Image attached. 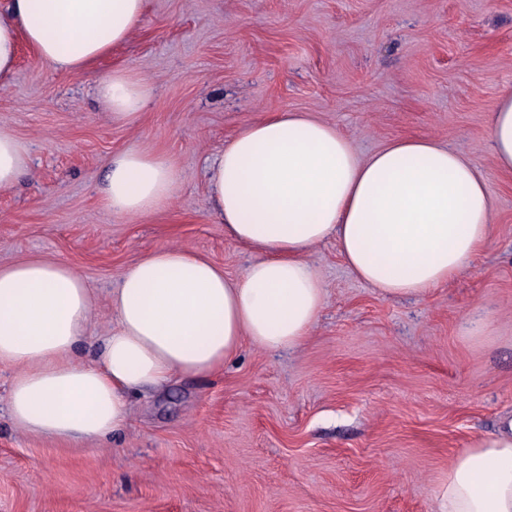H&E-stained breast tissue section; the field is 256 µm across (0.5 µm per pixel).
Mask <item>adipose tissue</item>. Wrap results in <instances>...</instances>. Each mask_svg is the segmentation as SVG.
<instances>
[{"mask_svg": "<svg viewBox=\"0 0 512 512\" xmlns=\"http://www.w3.org/2000/svg\"><path fill=\"white\" fill-rule=\"evenodd\" d=\"M144 0H7L0 8V80L20 42L55 70L107 56L140 23ZM111 119H138L148 90L133 71L98 84ZM497 168L512 173V91L490 115ZM27 165L23 143L0 128V188ZM167 159L130 150L111 159L105 206L137 216L176 190ZM215 212L251 249L243 273L187 249L162 246L127 267L109 295L116 319L95 363L75 357L89 335L91 291L67 263L29 258L0 266V367L12 370L7 405L25 433L99 442L125 427L131 401L178 377L234 360L244 344L293 350L326 302L308 262L335 240L357 279L381 295L421 299L486 248L495 200L478 165L431 137L402 139L359 157L336 126L304 112L246 124L209 170ZM438 512H512V416L458 454L438 492Z\"/></svg>", "mask_w": 512, "mask_h": 512, "instance_id": "ef3b65f1", "label": "adipose tissue"}]
</instances>
